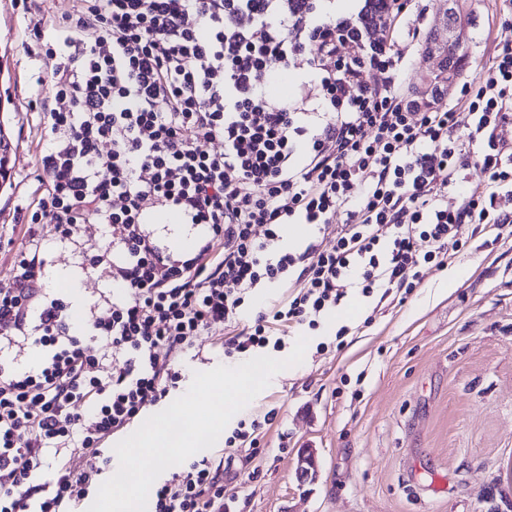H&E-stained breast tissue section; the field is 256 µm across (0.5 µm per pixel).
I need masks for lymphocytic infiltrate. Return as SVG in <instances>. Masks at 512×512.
<instances>
[{"label":"lymphocytic infiltrate","instance_id":"obj_1","mask_svg":"<svg viewBox=\"0 0 512 512\" xmlns=\"http://www.w3.org/2000/svg\"><path fill=\"white\" fill-rule=\"evenodd\" d=\"M405 10L404 0H72L50 27L33 24L50 138L19 219L62 241L107 226L111 251L90 264H108L117 289L89 337L76 335L44 285L41 237L15 252L0 353L35 348L42 359L23 375L0 363V512H77L112 470L103 442L166 396L191 338L221 324L225 358L281 349L349 291L407 297L469 229L512 227V26L497 29L454 107L423 109L401 79ZM374 71L384 81H370ZM276 74L291 78L288 97L264 86ZM167 212L206 228L194 252L172 256L150 237V218ZM296 224L310 234L283 247ZM284 285L287 300L244 324L259 288ZM92 339L123 359L121 372L100 377ZM87 455L101 466L78 470ZM236 502L212 454L161 481L151 512Z\"/></svg>","mask_w":512,"mask_h":512}]
</instances>
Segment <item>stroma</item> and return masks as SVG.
<instances>
[{"label": "stroma", "instance_id": "35a3bbf8", "mask_svg": "<svg viewBox=\"0 0 512 512\" xmlns=\"http://www.w3.org/2000/svg\"><path fill=\"white\" fill-rule=\"evenodd\" d=\"M469 63L440 105L454 103L464 82L478 80L493 51L492 32L512 23L490 0H474ZM36 18L0 0V135L9 163L0 176V279L28 239L17 210L39 186L47 143L41 101L42 63L21 44ZM47 260L46 288L56 268L81 285L84 318L105 310L113 282L91 272L89 260L108 242L99 225L72 242L52 225L38 227ZM462 271L449 285V270ZM350 331L337 340L341 325ZM309 343L301 365L275 375L243 419L276 410L257 452H235L224 480L240 512H512V239L476 233L450 269H427L404 303L351 294L319 329H303ZM298 335V336H301ZM285 336L276 358L298 338ZM219 337L200 338L173 362L181 379L177 399L194 373L224 364ZM318 456V476L296 475L302 449Z\"/></svg>", "mask_w": 512, "mask_h": 512}]
</instances>
